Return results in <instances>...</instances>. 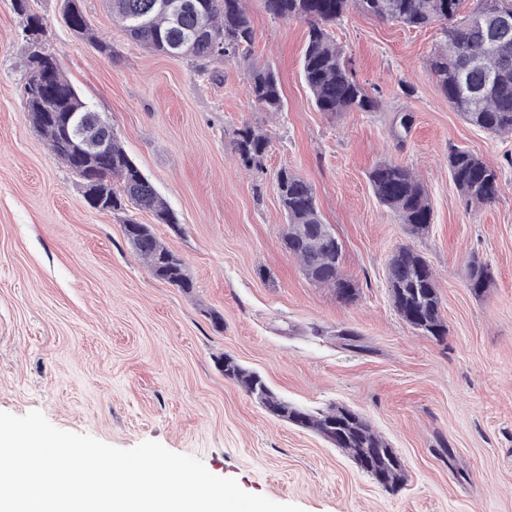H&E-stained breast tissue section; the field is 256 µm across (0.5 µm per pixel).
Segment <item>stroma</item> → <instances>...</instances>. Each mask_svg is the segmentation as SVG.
I'll return each mask as SVG.
<instances>
[{"instance_id": "1", "label": "stroma", "mask_w": 512, "mask_h": 512, "mask_svg": "<svg viewBox=\"0 0 512 512\" xmlns=\"http://www.w3.org/2000/svg\"><path fill=\"white\" fill-rule=\"evenodd\" d=\"M78 3L113 56L71 33L65 0H31L45 47L179 215L176 227L139 219L186 261L194 289L151 275L122 215L90 209L32 126L23 20L0 0V411L38 410L124 449L155 440L303 512H512V138L449 107L429 67L440 26L349 10L332 34L379 107L331 116L301 77L307 23L245 0L251 58L281 84L284 107L268 113L239 61L154 53L126 36L108 0ZM245 124L269 137L263 171L232 149ZM454 146L499 169L495 202L463 203L448 176ZM382 161L418 171L433 210L425 236L374 197L368 175ZM283 167L312 186L340 240L353 303L312 284L285 250ZM403 245L437 274L447 336L421 335L390 303L388 261ZM474 253L493 271L480 297L466 284ZM227 355L289 403L370 419L404 463L403 486H380L319 435L270 416L225 380Z\"/></svg>"}]
</instances>
